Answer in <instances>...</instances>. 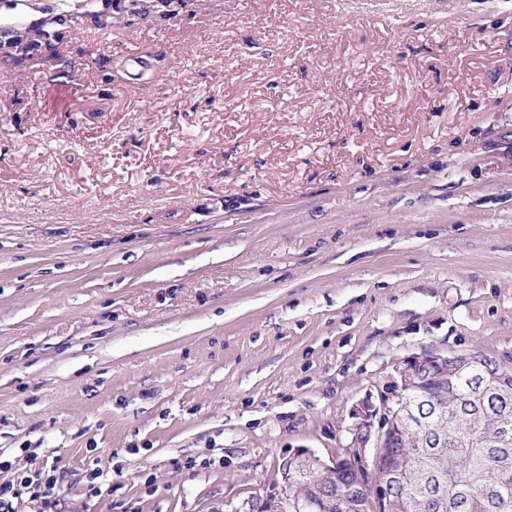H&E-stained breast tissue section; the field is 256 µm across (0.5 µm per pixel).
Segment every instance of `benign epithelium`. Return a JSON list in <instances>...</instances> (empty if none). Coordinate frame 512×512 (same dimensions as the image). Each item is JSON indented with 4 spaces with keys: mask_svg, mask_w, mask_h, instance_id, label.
Wrapping results in <instances>:
<instances>
[{
    "mask_svg": "<svg viewBox=\"0 0 512 512\" xmlns=\"http://www.w3.org/2000/svg\"><path fill=\"white\" fill-rule=\"evenodd\" d=\"M483 356L477 352L449 353L425 347L401 358L393 366L391 381L377 392H368L348 410L350 442L326 460L308 448H297L279 464L282 496L243 503L241 512H328L332 506L349 512H390L394 477L403 462L404 431L415 423L409 399L435 375L455 386L465 379L474 396L485 393ZM342 470L357 481L344 490L321 492L317 485L336 481ZM304 491L286 495L293 486Z\"/></svg>",
    "mask_w": 512,
    "mask_h": 512,
    "instance_id": "1",
    "label": "benign epithelium"
}]
</instances>
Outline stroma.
<instances>
[{"label": "stroma", "mask_w": 512, "mask_h": 512, "mask_svg": "<svg viewBox=\"0 0 512 512\" xmlns=\"http://www.w3.org/2000/svg\"><path fill=\"white\" fill-rule=\"evenodd\" d=\"M45 26L0 54V482L238 512L397 358L512 370V0H0Z\"/></svg>", "instance_id": "obj_1"}]
</instances>
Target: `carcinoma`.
<instances>
[{"label":"carcinoma","mask_w":512,"mask_h":512,"mask_svg":"<svg viewBox=\"0 0 512 512\" xmlns=\"http://www.w3.org/2000/svg\"><path fill=\"white\" fill-rule=\"evenodd\" d=\"M431 393L418 399L429 440L448 433V415L440 412L448 395L435 385ZM471 417L452 436L457 447L409 448L394 512H512V397L490 393Z\"/></svg>","instance_id":"cac0c4a2"}]
</instances>
